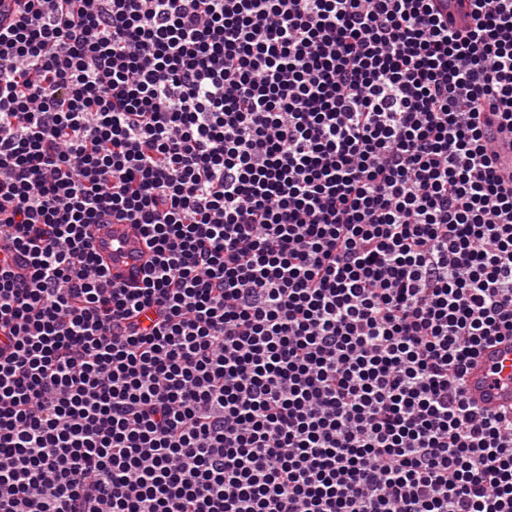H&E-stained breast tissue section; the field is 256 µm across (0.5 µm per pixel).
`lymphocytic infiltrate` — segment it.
Instances as JSON below:
<instances>
[{
    "instance_id": "f902f5d3",
    "label": "lymphocytic infiltrate",
    "mask_w": 512,
    "mask_h": 512,
    "mask_svg": "<svg viewBox=\"0 0 512 512\" xmlns=\"http://www.w3.org/2000/svg\"><path fill=\"white\" fill-rule=\"evenodd\" d=\"M17 2L0 512H512V0ZM93 245L102 258L112 282L128 284L140 279L148 260L145 240L136 224L112 220V224H97ZM465 393L481 409L495 413L512 407V339L484 348L468 369Z\"/></svg>"
}]
</instances>
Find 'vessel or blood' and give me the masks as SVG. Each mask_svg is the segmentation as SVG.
I'll return each instance as SVG.
<instances>
[{"label":"vessel or blood","mask_w":512,"mask_h":512,"mask_svg":"<svg viewBox=\"0 0 512 512\" xmlns=\"http://www.w3.org/2000/svg\"><path fill=\"white\" fill-rule=\"evenodd\" d=\"M93 245L117 284L139 280L148 253L137 225L121 221L97 225ZM465 393L481 409L495 413L512 408V339L484 348L466 374Z\"/></svg>","instance_id":"1"}]
</instances>
